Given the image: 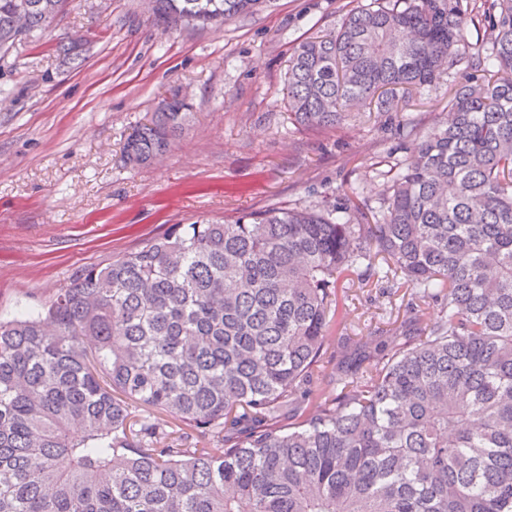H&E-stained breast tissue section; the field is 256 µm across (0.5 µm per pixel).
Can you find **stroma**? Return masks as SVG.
<instances>
[{
    "label": "stroma",
    "instance_id": "stroma-1",
    "mask_svg": "<svg viewBox=\"0 0 512 512\" xmlns=\"http://www.w3.org/2000/svg\"><path fill=\"white\" fill-rule=\"evenodd\" d=\"M369 0H277L223 27L156 25L143 0H67L38 42L0 60V318L38 309L80 269L111 262L171 225L233 221L273 206L314 205L355 188L376 207L381 172L398 154L388 117L329 129L293 125L283 93L291 48ZM85 39L80 67L57 50ZM442 75L410 110L444 118ZM183 88L191 129L161 161L124 164L127 136L158 100ZM342 333L363 336L403 315L404 285L345 280Z\"/></svg>",
    "mask_w": 512,
    "mask_h": 512
}]
</instances>
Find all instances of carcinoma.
Segmentation results:
<instances>
[{"label":"carcinoma","instance_id":"obj_1","mask_svg":"<svg viewBox=\"0 0 512 512\" xmlns=\"http://www.w3.org/2000/svg\"><path fill=\"white\" fill-rule=\"evenodd\" d=\"M151 2L159 22L221 27L273 0ZM62 4L0 0V60ZM483 17L474 52L464 0H371L293 48L294 124L394 114L377 211L345 190L174 224L0 320V512H512V0ZM81 46L59 51L76 64ZM462 62L450 119L398 113ZM191 109L161 99L124 163L162 158ZM355 271L412 298L385 334L338 342L325 376Z\"/></svg>","mask_w":512,"mask_h":512}]
</instances>
